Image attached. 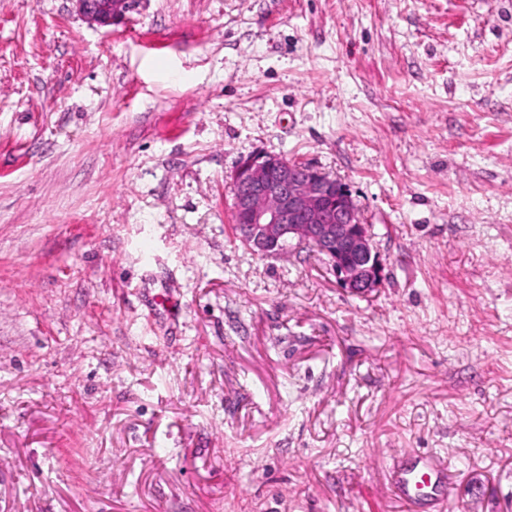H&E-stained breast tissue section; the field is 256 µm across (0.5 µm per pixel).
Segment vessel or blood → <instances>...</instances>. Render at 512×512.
Instances as JSON below:
<instances>
[{"label":"vessel or blood","mask_w":512,"mask_h":512,"mask_svg":"<svg viewBox=\"0 0 512 512\" xmlns=\"http://www.w3.org/2000/svg\"><path fill=\"white\" fill-rule=\"evenodd\" d=\"M448 479L447 463L424 456L414 464L398 467L392 474L391 489L406 512H414L424 502L440 508L448 497Z\"/></svg>","instance_id":"vessel-or-blood-1"}]
</instances>
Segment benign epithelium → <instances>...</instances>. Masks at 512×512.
Instances as JSON below:
<instances>
[{"label": "benign epithelium", "mask_w": 512, "mask_h": 512, "mask_svg": "<svg viewBox=\"0 0 512 512\" xmlns=\"http://www.w3.org/2000/svg\"><path fill=\"white\" fill-rule=\"evenodd\" d=\"M88 21L108 26L130 0H75ZM239 238L261 257L310 246L331 263L339 285L354 295L381 287L383 267L345 184L309 165L272 152L250 155L230 175Z\"/></svg>", "instance_id": "benign-epithelium-1"}]
</instances>
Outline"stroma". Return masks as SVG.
<instances>
[{
	"mask_svg": "<svg viewBox=\"0 0 512 512\" xmlns=\"http://www.w3.org/2000/svg\"><path fill=\"white\" fill-rule=\"evenodd\" d=\"M266 151L381 288L235 240ZM412 452L512 512V0H0V512H405ZM79 13L89 22L112 25L130 8V0H74Z\"/></svg>",
	"mask_w": 512,
	"mask_h": 512,
	"instance_id": "1",
	"label": "stroma"
}]
</instances>
